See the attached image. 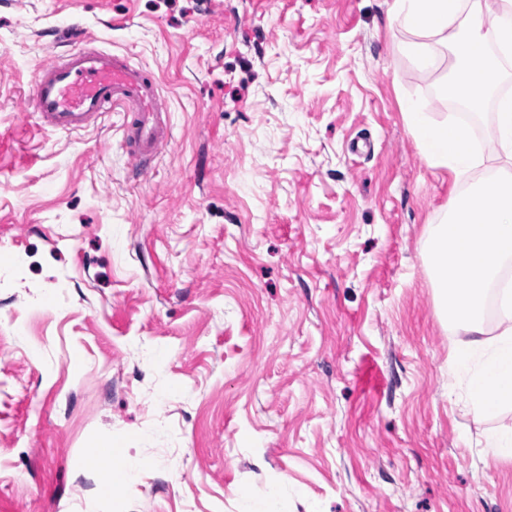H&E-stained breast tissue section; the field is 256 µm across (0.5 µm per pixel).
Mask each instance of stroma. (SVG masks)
<instances>
[{
	"label": "stroma",
	"instance_id": "stroma-1",
	"mask_svg": "<svg viewBox=\"0 0 512 512\" xmlns=\"http://www.w3.org/2000/svg\"><path fill=\"white\" fill-rule=\"evenodd\" d=\"M391 4L0 0V512H512V410L467 412L420 249L457 188L402 112L453 120L454 59ZM87 45L160 81L148 170L121 113L26 105ZM402 50L414 56L423 70L434 69L437 65V56L431 45L426 41H410L402 45ZM499 461H512V428L491 431L485 437L484 447Z\"/></svg>",
	"mask_w": 512,
	"mask_h": 512
}]
</instances>
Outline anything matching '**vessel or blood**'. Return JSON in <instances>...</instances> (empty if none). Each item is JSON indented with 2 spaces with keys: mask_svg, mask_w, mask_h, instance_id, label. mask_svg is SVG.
I'll list each match as a JSON object with an SVG mask.
<instances>
[{
  "mask_svg": "<svg viewBox=\"0 0 512 512\" xmlns=\"http://www.w3.org/2000/svg\"><path fill=\"white\" fill-rule=\"evenodd\" d=\"M28 105L39 127L84 130L106 112L124 115L123 139L136 160L156 157L170 137L157 77L123 56L83 48L40 67Z\"/></svg>",
  "mask_w": 512,
  "mask_h": 512,
  "instance_id": "obj_1",
  "label": "vessel or blood"
}]
</instances>
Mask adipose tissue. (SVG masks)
I'll list each match as a JSON object with an SVG mask.
<instances>
[{"label":"adipose tissue","instance_id":"adipose-tissue-1","mask_svg":"<svg viewBox=\"0 0 512 512\" xmlns=\"http://www.w3.org/2000/svg\"><path fill=\"white\" fill-rule=\"evenodd\" d=\"M392 11L413 36L402 49L421 69L437 65L430 38L450 44L455 66L441 87L445 98L476 105L494 92L501 61L512 56V0H394Z\"/></svg>","mask_w":512,"mask_h":512}]
</instances>
